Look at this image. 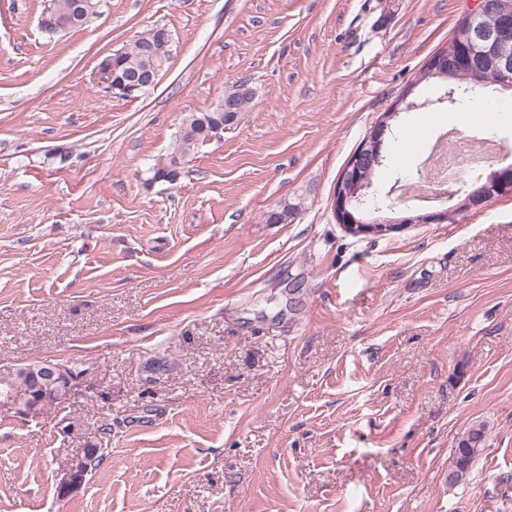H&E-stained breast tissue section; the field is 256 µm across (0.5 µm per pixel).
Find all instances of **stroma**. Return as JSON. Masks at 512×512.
<instances>
[{"label":"stroma","instance_id":"35a3bbf8","mask_svg":"<svg viewBox=\"0 0 512 512\" xmlns=\"http://www.w3.org/2000/svg\"><path fill=\"white\" fill-rule=\"evenodd\" d=\"M48 4L0 0V362L83 376L63 406L0 407V512H512V196L383 239L330 206L475 0H98L56 35ZM157 26L156 86L97 87ZM240 80V119L150 182L183 118ZM472 101L402 111L370 195L444 127L504 141L484 175L512 165V94ZM480 422L486 447L449 487ZM487 425L484 423L475 424L470 427L458 440L454 448L450 466L453 471H448V481L454 482L449 487H455L463 484L469 478L476 459L481 454L486 442ZM101 446H90V448H85V455L76 457L69 464L67 471L64 473L61 478L58 486V493L61 497H66L71 494L73 491L78 489L84 482V467L86 462V468L90 473L98 466L100 460L102 459V454H99Z\"/></svg>","mask_w":512,"mask_h":512}]
</instances>
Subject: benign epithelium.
Wrapping results in <instances>:
<instances>
[{"label":"benign epithelium","mask_w":512,"mask_h":512,"mask_svg":"<svg viewBox=\"0 0 512 512\" xmlns=\"http://www.w3.org/2000/svg\"><path fill=\"white\" fill-rule=\"evenodd\" d=\"M488 0H477L475 8L466 16V28L469 30V46L454 57L445 55L430 59L431 66L463 67L481 76L487 82L512 72V10L503 7L497 10L496 22L491 26L479 23L488 12ZM170 44L169 34L159 33L152 41L142 45V54L149 58H160ZM159 69L152 68L145 74L124 73L119 76L114 70L100 66L95 71L97 83L118 96L133 97L142 88L152 85L158 78ZM403 102H398L393 111L376 122L369 131L360 150L353 154L346 164L343 178L352 179L353 174L362 172V168L381 163L380 152L372 146L380 140L386 121L393 113L400 111ZM367 186L358 180L351 187L344 183L336 185L331 198V206L336 222L344 231L355 237L382 238L400 231L407 224H432L453 219L454 212L446 211L426 214L422 217H407L396 223L386 219L368 218L364 215V201L361 192ZM512 195V171L504 169L476 190L468 193L465 200L467 209H479L493 197ZM12 371L8 366L0 367V406L14 410L23 416H32L42 410L43 404L51 399L63 404L70 399L77 388L80 376L66 365L48 360L30 365L26 370L28 387L20 392L4 373ZM86 459L79 456L71 461L61 478L58 493L66 497L78 489L84 482Z\"/></svg>","instance_id":"7a95c632"}]
</instances>
